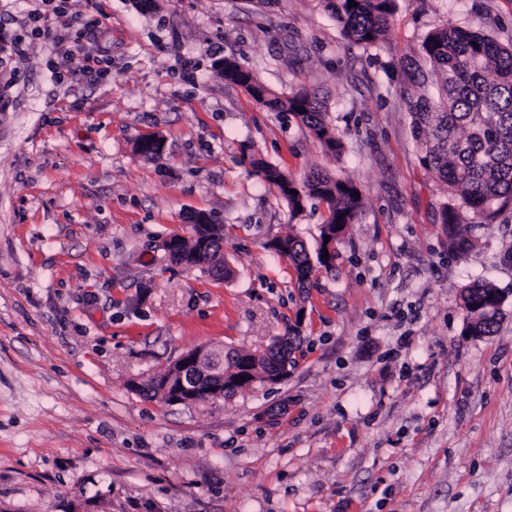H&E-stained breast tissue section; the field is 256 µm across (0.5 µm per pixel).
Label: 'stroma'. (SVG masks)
Wrapping results in <instances>:
<instances>
[{"mask_svg":"<svg viewBox=\"0 0 512 512\" xmlns=\"http://www.w3.org/2000/svg\"><path fill=\"white\" fill-rule=\"evenodd\" d=\"M44 10L0 0L23 35L0 54V512H512V210L449 252L402 69L446 23L512 40V0H396L369 49L320 0H70L52 26L80 35L73 57L28 29ZM229 56L324 94L342 154L226 83ZM261 160L364 197L306 282L267 242L316 253L327 205L291 214ZM201 211L230 278L164 250ZM479 281L504 295L489 336L465 332ZM288 334L278 383L193 405L133 388L188 350Z\"/></svg>","mask_w":512,"mask_h":512,"instance_id":"obj_1","label":"stroma"}]
</instances>
